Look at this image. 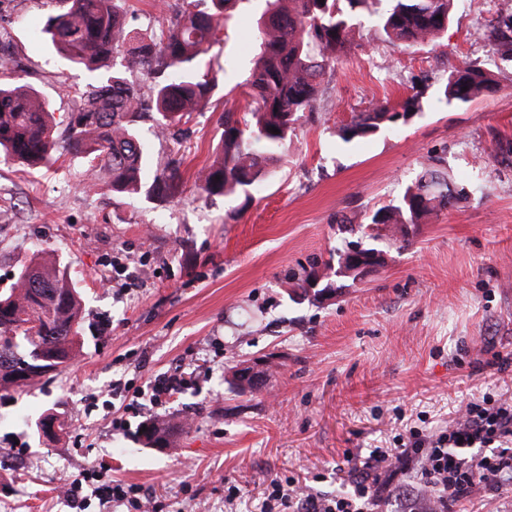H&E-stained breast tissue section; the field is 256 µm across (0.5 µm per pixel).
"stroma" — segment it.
<instances>
[{
    "label": "stroma",
    "mask_w": 512,
    "mask_h": 512,
    "mask_svg": "<svg viewBox=\"0 0 512 512\" xmlns=\"http://www.w3.org/2000/svg\"><path fill=\"white\" fill-rule=\"evenodd\" d=\"M176 4L120 6L128 29L146 34ZM497 4L455 0L439 45L414 48L384 39L380 2L358 11L361 47L336 64L272 176L248 195L207 196L194 177L221 142L225 112L247 111L265 0L231 9L205 58L219 75L212 105L185 136L155 135L148 114L139 122L153 167L179 163L178 194L87 186L69 155L42 170L0 159V292L24 261L53 256L85 297L80 355L24 390H0V512H74L57 484L92 467L142 486L154 512H260L269 476L333 496L347 489L335 473L345 460L360 464L413 427L448 428L483 395L512 402V366H494L512 359V62L489 56L483 39ZM49 10L5 0L0 28L12 44L0 57L63 114L90 76L40 37ZM467 58L500 87L447 103L448 70ZM415 93L422 110L408 122L337 137L352 113ZM433 158L471 190L467 202L414 225L407 241L385 240L383 265L335 292H293L344 247L341 215L397 202ZM254 361L264 388L238 390L234 370ZM175 373L187 383L162 405L137 399ZM49 411L65 424L51 442L36 431ZM153 418L173 424L169 448L139 439ZM231 484L241 493L230 501Z\"/></svg>",
    "instance_id": "1"
}]
</instances>
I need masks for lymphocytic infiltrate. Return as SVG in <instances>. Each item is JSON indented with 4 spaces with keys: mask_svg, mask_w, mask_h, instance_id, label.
Wrapping results in <instances>:
<instances>
[{
    "mask_svg": "<svg viewBox=\"0 0 512 512\" xmlns=\"http://www.w3.org/2000/svg\"><path fill=\"white\" fill-rule=\"evenodd\" d=\"M399 472L418 469L422 496L407 499L403 512H457V505L477 488L499 492L512 487V403L491 398L469 403L462 421L431 434H413L409 444L387 451L374 450L349 479L347 492L318 496L292 487L279 477L270 478L263 512H386L395 491L382 480L387 460ZM89 496H82V489ZM133 486L105 480L87 470L82 480L70 481L65 495L73 507L83 508L89 498L100 504L122 503Z\"/></svg>",
    "mask_w": 512,
    "mask_h": 512,
    "instance_id": "f902f5d3",
    "label": "lymphocytic infiltrate"
}]
</instances>
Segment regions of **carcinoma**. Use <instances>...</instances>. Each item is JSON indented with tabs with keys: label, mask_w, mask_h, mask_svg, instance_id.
<instances>
[{
	"label": "carcinoma",
	"mask_w": 512,
	"mask_h": 512,
	"mask_svg": "<svg viewBox=\"0 0 512 512\" xmlns=\"http://www.w3.org/2000/svg\"><path fill=\"white\" fill-rule=\"evenodd\" d=\"M257 26L260 52L248 80L255 107L239 121L224 115L220 156L199 170L198 189L229 196L259 188L287 150L288 137L300 114L311 112L320 85L336 62L355 44L352 24L357 8L375 0H267ZM380 14L385 39L405 46L434 45L447 30L453 0H386ZM41 33L64 58L83 66L95 82L80 93L81 107L61 119L35 90L14 83L12 71L0 63V155L24 166L50 165L59 148L81 158L94 185L120 194H136L152 181L162 191L177 189L179 168L156 172L149 165L147 146L139 134L141 112H154L155 134H166L194 112L208 108L215 77L203 57L217 39L218 26L233 0H182L152 33L140 37L126 28L118 0H55ZM488 52L512 61V10L498 8L488 20ZM124 63H116L121 45ZM144 71L153 78L152 94L144 97L127 73ZM468 90H463V87ZM497 86L494 75L480 63L463 60L448 72L442 94L447 102L467 103ZM422 109L415 93L400 104L376 103L352 115L337 130L344 142L377 132ZM63 128L65 137L58 135ZM275 127L279 133H273ZM466 188L448 173L430 166L405 191L397 204L383 206L356 223L343 216L341 224L372 228L419 224L432 213L467 199ZM369 242H351L336 250V261L325 264L337 277L353 251L378 253L379 235ZM81 295L61 264L37 257L23 264L7 292L0 293V390L29 386L57 371L80 353ZM42 356L41 365L34 358ZM142 436L150 445L167 447L172 426L149 421Z\"/></svg>",
	"instance_id": "obj_1"
}]
</instances>
